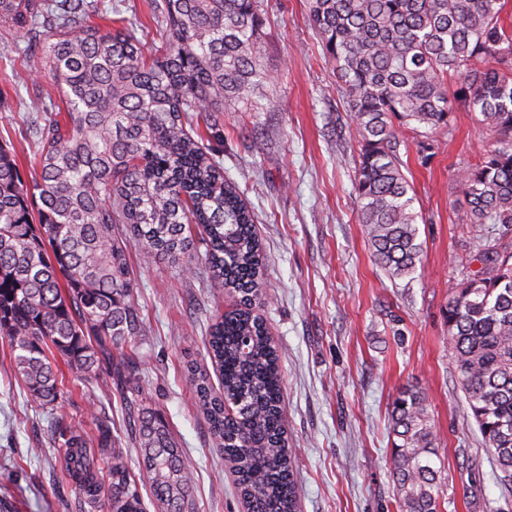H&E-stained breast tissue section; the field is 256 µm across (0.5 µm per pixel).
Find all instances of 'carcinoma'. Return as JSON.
Masks as SVG:
<instances>
[{
  "instance_id": "carcinoma-1",
  "label": "carcinoma",
  "mask_w": 512,
  "mask_h": 512,
  "mask_svg": "<svg viewBox=\"0 0 512 512\" xmlns=\"http://www.w3.org/2000/svg\"><path fill=\"white\" fill-rule=\"evenodd\" d=\"M32 0H0V23L22 22ZM311 25L336 69L358 146L355 189L375 264L389 279L423 263L420 214L404 174L396 125L414 138L446 126L458 104L497 135L477 164L460 167L467 224L512 231V23L507 0H306ZM167 48L147 59L138 29L87 24L84 0H46L30 16L55 38L31 54L52 74L48 106L63 107L38 132L39 172L30 182L0 144V336L33 402L59 394L61 367L90 379L100 364L132 373L123 351L143 322L128 251L145 258L188 250L196 224L212 277L239 296L212 325L207 354L220 377L192 373L196 404L248 512H296L293 449L281 412L277 348L254 313L264 263L254 213L203 139L185 125L214 127L224 108L267 112L257 93L272 82L258 56V0H152ZM486 268L448 282V348L470 417L512 490V252L488 246ZM416 385L392 403L391 459L399 512H438L442 458ZM158 512H185L191 484L166 421L130 412ZM66 468L90 502L110 512H147L108 422L97 447L59 432ZM108 460L110 484L98 461Z\"/></svg>"
}]
</instances>
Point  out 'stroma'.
Returning <instances> with one entry per match:
<instances>
[{
  "label": "stroma",
  "mask_w": 512,
  "mask_h": 512,
  "mask_svg": "<svg viewBox=\"0 0 512 512\" xmlns=\"http://www.w3.org/2000/svg\"><path fill=\"white\" fill-rule=\"evenodd\" d=\"M95 13L141 26L146 55L165 50L149 0H87ZM259 57L273 76L269 112L217 113V159L255 214L264 248L266 297L257 309L280 355L281 410L295 450L297 512H396L388 411L405 384H420L444 461L439 512H512L476 426L466 419L448 349V282L481 267L482 240L498 225L466 224L456 187L463 163L478 162L492 139L465 106L420 151L403 132L400 156L421 213L423 265L390 281L373 263L357 222V144L336 75L312 29L306 0H259ZM46 28L0 24V144L13 150L24 180L34 175L33 131L47 123L49 72H30L29 56ZM192 268L182 261H130L142 335L125 350L131 378L102 367L89 380L65 376L55 405L33 403L0 339V499L10 512H107L82 502L57 445L61 430L95 434L97 417L112 433L132 474L140 451L128 410L143 405L166 419L194 474L189 512H245L237 481L199 411L193 369L211 370L204 341L237 297L208 275L197 226Z\"/></svg>",
  "instance_id": "obj_1"
}]
</instances>
